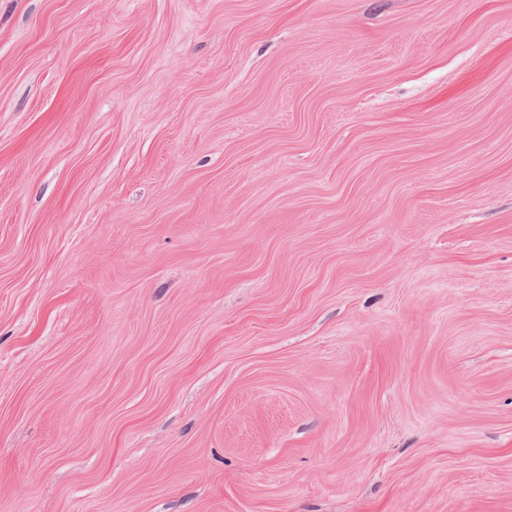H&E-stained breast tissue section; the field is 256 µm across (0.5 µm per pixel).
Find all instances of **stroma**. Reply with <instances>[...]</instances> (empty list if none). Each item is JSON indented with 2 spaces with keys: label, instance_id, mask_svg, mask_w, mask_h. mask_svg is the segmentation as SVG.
<instances>
[{
  "label": "stroma",
  "instance_id": "35a3bbf8",
  "mask_svg": "<svg viewBox=\"0 0 512 512\" xmlns=\"http://www.w3.org/2000/svg\"><path fill=\"white\" fill-rule=\"evenodd\" d=\"M0 512H512V0H0Z\"/></svg>",
  "mask_w": 512,
  "mask_h": 512
}]
</instances>
